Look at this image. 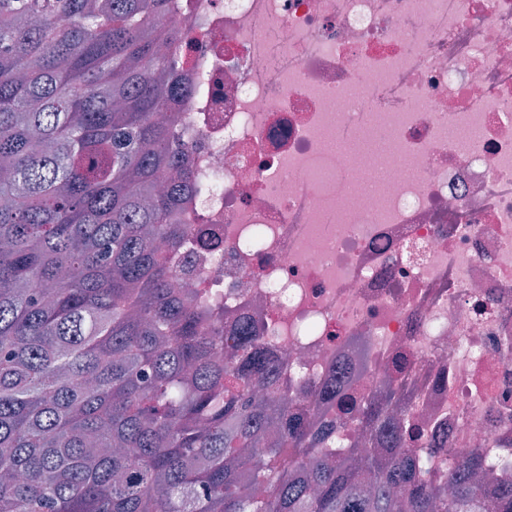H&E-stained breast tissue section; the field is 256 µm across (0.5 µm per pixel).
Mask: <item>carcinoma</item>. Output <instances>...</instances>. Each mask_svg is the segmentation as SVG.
<instances>
[{"label": "carcinoma", "mask_w": 512, "mask_h": 512, "mask_svg": "<svg viewBox=\"0 0 512 512\" xmlns=\"http://www.w3.org/2000/svg\"><path fill=\"white\" fill-rule=\"evenodd\" d=\"M172 8L0 0V512H512L474 452L436 491L393 389L350 408L375 455L327 447L250 331L203 329L171 291L169 216L204 179L173 146Z\"/></svg>", "instance_id": "cac0c4a2"}]
</instances>
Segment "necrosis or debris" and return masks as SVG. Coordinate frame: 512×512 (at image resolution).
Here are the masks:
<instances>
[{
	"label": "necrosis or debris",
	"mask_w": 512,
	"mask_h": 512,
	"mask_svg": "<svg viewBox=\"0 0 512 512\" xmlns=\"http://www.w3.org/2000/svg\"><path fill=\"white\" fill-rule=\"evenodd\" d=\"M173 4L175 142L209 177L171 217L176 294L252 327L280 400L351 373L313 428L376 447L343 408L391 386L437 474L475 449L512 483V0Z\"/></svg>",
	"instance_id": "4bbe7bcc"
}]
</instances>
